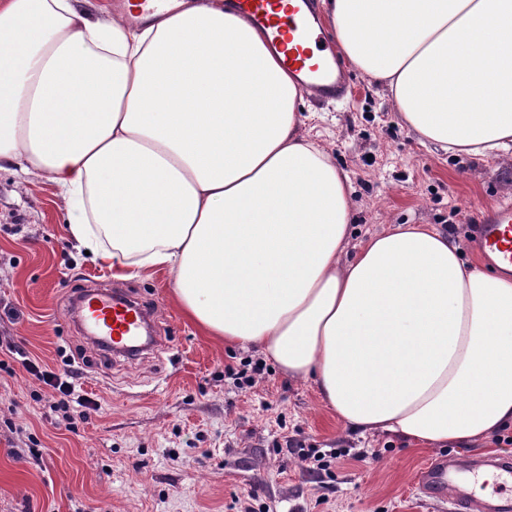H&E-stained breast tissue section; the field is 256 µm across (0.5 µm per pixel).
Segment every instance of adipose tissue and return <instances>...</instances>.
I'll return each mask as SVG.
<instances>
[{
    "mask_svg": "<svg viewBox=\"0 0 512 512\" xmlns=\"http://www.w3.org/2000/svg\"><path fill=\"white\" fill-rule=\"evenodd\" d=\"M341 56L447 152L512 149V0H320ZM264 36L186 0L144 24L0 0V164L53 185L119 279L166 268L209 335L313 378L344 424L420 445L512 424V274L426 224L348 256L347 174L301 132Z\"/></svg>",
    "mask_w": 512,
    "mask_h": 512,
    "instance_id": "adipose-tissue-1",
    "label": "adipose tissue"
}]
</instances>
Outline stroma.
Here are the masks:
<instances>
[{
	"mask_svg": "<svg viewBox=\"0 0 512 512\" xmlns=\"http://www.w3.org/2000/svg\"><path fill=\"white\" fill-rule=\"evenodd\" d=\"M341 103L304 97L303 135L349 176L350 250L394 224H428L462 241L483 265L472 226L483 208L512 201V151L450 154L422 143L387 94L363 73ZM61 201L43 178L0 170V340L56 372L76 361V392L94 400L78 432L62 426L53 392L19 361L0 370V512H448L417 475L436 458L512 455L487 438L462 450L423 448L387 433L345 428L312 379L274 363L238 389L226 366L260 360L251 346L206 335L173 304L171 276L155 268L113 277L66 234ZM100 282L149 305L164 342L134 361L99 355L67 306ZM337 451L325 470L297 451Z\"/></svg>",
	"mask_w": 512,
	"mask_h": 512,
	"instance_id": "stroma-1",
	"label": "stroma"
}]
</instances>
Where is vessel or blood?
Listing matches in <instances>:
<instances>
[{"instance_id":"vessel-or-blood-1","label":"vessel or blood","mask_w":512,"mask_h":512,"mask_svg":"<svg viewBox=\"0 0 512 512\" xmlns=\"http://www.w3.org/2000/svg\"><path fill=\"white\" fill-rule=\"evenodd\" d=\"M172 0H116L131 20H139ZM230 11L245 17L262 30L283 66L297 85L322 102L342 101L351 89V79L307 18L313 0H224ZM480 252L492 264L512 267V202H500L478 219ZM74 308L93 344L106 352L128 353L140 350V331L147 311L119 292L105 288L86 290L76 297ZM479 461L455 456L441 457L422 469L418 485L429 497L448 500L452 512H512V500L504 503L474 497L467 483L476 474Z\"/></svg>"}]
</instances>
